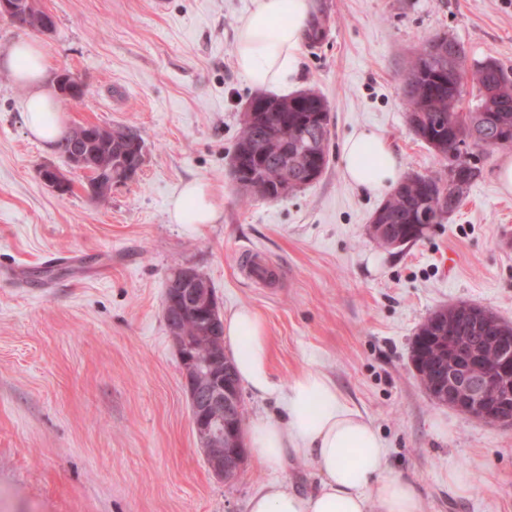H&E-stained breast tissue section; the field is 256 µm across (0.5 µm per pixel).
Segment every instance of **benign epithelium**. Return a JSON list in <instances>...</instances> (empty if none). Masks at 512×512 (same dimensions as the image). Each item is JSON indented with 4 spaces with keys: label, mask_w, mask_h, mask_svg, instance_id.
Returning a JSON list of instances; mask_svg holds the SVG:
<instances>
[{
    "label": "benign epithelium",
    "mask_w": 512,
    "mask_h": 512,
    "mask_svg": "<svg viewBox=\"0 0 512 512\" xmlns=\"http://www.w3.org/2000/svg\"><path fill=\"white\" fill-rule=\"evenodd\" d=\"M39 10V0H0V18L10 23ZM56 87L61 97L69 99L82 84L76 76L63 74ZM485 140V131L473 127L467 136L457 139L451 153L478 155L476 143L483 144ZM144 153V144L135 140L130 153L96 172L87 168V155L80 148L69 160L73 168L114 186L141 172ZM459 170L455 162L444 166L438 184V213L443 216L456 205ZM39 174L54 192L66 193L68 180L57 168L43 165ZM440 314L448 326L445 335L437 337L438 350L430 363L433 381L427 394L440 404L466 412L477 422L511 429L512 325L472 304L452 305L440 310ZM188 316L195 321L191 335L184 327ZM164 318L178 353L197 447L214 477L233 480L241 473L247 455L239 423L241 397L236 387L224 380L228 365L224 320L207 277L190 266L175 270L165 283Z\"/></svg>",
    "instance_id": "1"
}]
</instances>
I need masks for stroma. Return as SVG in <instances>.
<instances>
[{
	"label": "stroma",
	"mask_w": 512,
	"mask_h": 512,
	"mask_svg": "<svg viewBox=\"0 0 512 512\" xmlns=\"http://www.w3.org/2000/svg\"><path fill=\"white\" fill-rule=\"evenodd\" d=\"M55 28L38 35L48 78L74 73L88 93L63 102L65 126L137 129L138 177L106 203L88 178L27 131L25 88L0 70V512H246L272 481L313 491L309 463L278 471L246 457L217 480L197 447L177 351L163 316L171 271L195 267L222 314L265 320L271 370L328 374L379 428L394 471L425 512H512V428H492L434 402L411 361L434 310L473 303L512 322V194L483 160L461 207L399 249L369 236L385 193L348 183L341 147L355 129L381 133L404 172L426 174L433 151L410 131L403 80L429 34L469 58L512 66V0H317L325 38L302 46L300 89L330 104L329 165L277 201L244 199L230 158L254 96L234 66L252 0H40ZM52 165L71 183L41 181ZM192 179L217 190L214 224H176L171 198ZM257 250L273 281L240 271ZM470 475L464 491L448 474Z\"/></svg>",
	"instance_id": "1"
}]
</instances>
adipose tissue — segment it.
Returning <instances> with one entry per match:
<instances>
[{"label":"adipose tissue","instance_id":"obj_1","mask_svg":"<svg viewBox=\"0 0 512 512\" xmlns=\"http://www.w3.org/2000/svg\"><path fill=\"white\" fill-rule=\"evenodd\" d=\"M313 9L314 0H253L234 45L236 68L251 86L285 94L297 85L300 46ZM0 68L27 90L23 111L32 138L54 145L63 131L61 107L45 86L40 44L13 43L0 56ZM341 162L345 180L366 191L390 189L401 178L399 157L368 128L346 139ZM220 214L216 191L201 180L186 182L171 201L170 218L177 224H212ZM224 338L234 347L241 382L260 397L276 399L283 410L278 421L254 418L246 437L252 456L275 470L288 459L304 460L318 477L317 488L307 494L270 482L250 497L247 512H424L412 482L389 469L375 425L327 374L305 368L289 384L274 379L267 326L258 313L242 308L226 316Z\"/></svg>","mask_w":512,"mask_h":512}]
</instances>
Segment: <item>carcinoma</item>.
Wrapping results in <instances>:
<instances>
[{
  "mask_svg": "<svg viewBox=\"0 0 512 512\" xmlns=\"http://www.w3.org/2000/svg\"><path fill=\"white\" fill-rule=\"evenodd\" d=\"M448 40V34L428 35L419 42L409 61L405 76L404 97L408 113L427 112L429 119L444 114L447 121L460 118L464 123L483 127L488 118L493 117L508 125V137L512 139V68L505 66L497 58L486 56L481 60L469 61L464 44L457 39L462 52L458 70L448 73V51L433 50L438 39ZM476 90L474 104L462 107L468 95L467 87ZM299 94L278 98L259 94L257 98L274 102L282 107L279 112H263L261 123L242 121L239 136L233 152L239 162L243 177L249 179L246 191L251 195L267 200H277L286 196L281 190L284 172H295L294 163L298 155L305 152L306 140L303 128L309 125L321 126L325 134L329 130V104L314 91H306L303 100ZM86 128L77 125L65 130L57 141V149L63 156L78 146H85L82 140ZM420 140L430 145L439 139L443 141V152L452 148L449 129L438 130L429 124L415 132ZM128 144L124 141H109L103 137L93 143L98 163L106 165L122 154ZM441 165L434 171L417 175L414 181L404 177L388 194L383 202L389 210L387 223L395 225L402 236L415 243L424 237L420 226L424 221L436 218V210L430 196V185L439 180ZM441 327L436 325L433 316H428L421 324L413 341L411 360L414 364H426L425 356L431 353V346L420 341L424 336H437Z\"/></svg>",
  "mask_w": 512,
  "mask_h": 512,
  "instance_id": "cac0c4a2",
  "label": "carcinoma"
}]
</instances>
